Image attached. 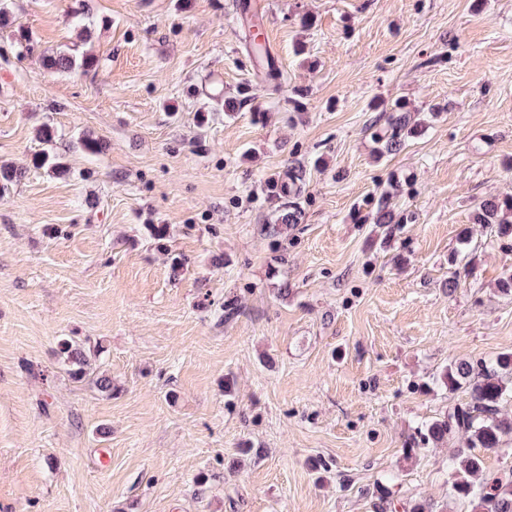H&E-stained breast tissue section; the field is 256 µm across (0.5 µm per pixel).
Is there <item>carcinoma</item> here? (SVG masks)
<instances>
[{"instance_id":"obj_1","label":"carcinoma","mask_w":512,"mask_h":512,"mask_svg":"<svg viewBox=\"0 0 512 512\" xmlns=\"http://www.w3.org/2000/svg\"><path fill=\"white\" fill-rule=\"evenodd\" d=\"M69 17L81 29L95 24L93 13L86 0H76ZM262 26V16L256 15L245 26L244 42L255 65L262 68L265 79L280 82L282 73L267 48L256 42V32ZM11 29L13 46L19 55L42 56L45 66L58 73L80 70L95 71L100 66L98 57L90 51L77 48L59 50L42 49L23 28H13L8 12L0 5V31ZM372 132L377 152L381 155L399 151L411 138L422 135L426 123L412 117L406 103L396 100L389 109L382 111L374 121ZM37 168L55 175L65 172L59 157L44 152L35 158ZM22 173L0 164V194L20 181ZM307 171L299 164H289L268 181L269 200L279 202L276 223L269 225L267 233L272 238H282L288 229L302 222L304 209L301 199L305 192ZM394 193L386 190L378 198L365 202L367 213L360 217L364 224H376L385 236H395L399 225L408 222V214L396 208ZM473 221L485 225L499 238L512 237V195L490 197L476 204ZM56 354L68 367L76 380L92 378L102 392H112V378L104 373L91 374L87 349L83 342L63 337L57 343ZM448 390L465 389L467 400L451 407L441 417L418 431L419 437L433 443H446L459 435L466 437L467 446L457 450L448 459L453 495L468 503L470 512H512V469L497 475L485 471L483 454L502 447L504 439L512 437V418L500 413V404L512 392V352L502 353L492 361L459 360L448 364L437 378Z\"/></svg>"}]
</instances>
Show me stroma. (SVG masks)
<instances>
[{
    "instance_id": "obj_1",
    "label": "stroma",
    "mask_w": 512,
    "mask_h": 512,
    "mask_svg": "<svg viewBox=\"0 0 512 512\" xmlns=\"http://www.w3.org/2000/svg\"><path fill=\"white\" fill-rule=\"evenodd\" d=\"M5 2L100 67L54 74L0 37V163L25 173L0 198V512H382V486L470 512L449 489L463 439L405 448L467 397L434 375L512 352V246L471 220L512 194V0H261L276 91L238 0H90L87 39L67 0ZM213 78L248 87L233 116ZM398 98L430 127L375 158L373 105ZM48 148L68 176L34 168ZM291 160L306 215L278 265L263 188ZM408 173L415 221L380 245L353 210ZM466 230L476 250L450 267ZM64 336L101 343L113 393L70 377ZM262 26V14H257L250 24L244 26V42L249 54L252 55L255 67L261 66L262 74L268 81L280 83L282 73L278 69L274 58L270 55L267 48L256 42V32Z\"/></svg>"
}]
</instances>
